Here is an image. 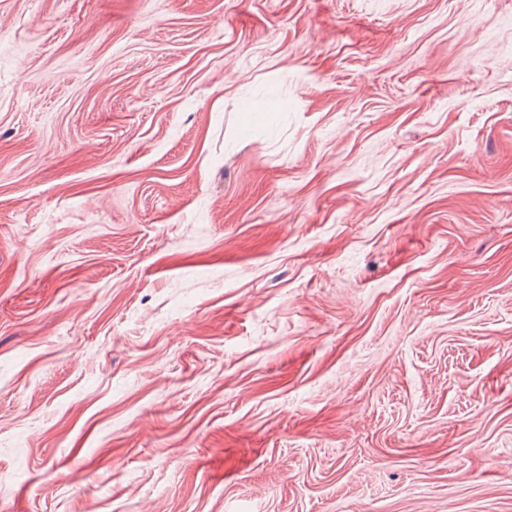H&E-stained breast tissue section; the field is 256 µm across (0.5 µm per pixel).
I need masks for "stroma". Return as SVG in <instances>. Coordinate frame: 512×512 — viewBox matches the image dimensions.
I'll return each mask as SVG.
<instances>
[{
	"label": "stroma",
	"mask_w": 512,
	"mask_h": 512,
	"mask_svg": "<svg viewBox=\"0 0 512 512\" xmlns=\"http://www.w3.org/2000/svg\"><path fill=\"white\" fill-rule=\"evenodd\" d=\"M0 512H512V0H0Z\"/></svg>",
	"instance_id": "35a3bbf8"
}]
</instances>
